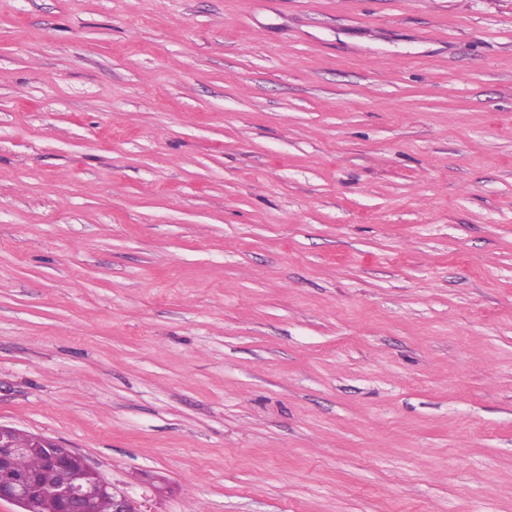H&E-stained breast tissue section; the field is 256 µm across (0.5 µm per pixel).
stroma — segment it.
Returning a JSON list of instances; mask_svg holds the SVG:
<instances>
[{
  "label": "stroma",
  "instance_id": "obj_1",
  "mask_svg": "<svg viewBox=\"0 0 512 512\" xmlns=\"http://www.w3.org/2000/svg\"><path fill=\"white\" fill-rule=\"evenodd\" d=\"M0 423L142 512H512V0H0Z\"/></svg>",
  "mask_w": 512,
  "mask_h": 512
}]
</instances>
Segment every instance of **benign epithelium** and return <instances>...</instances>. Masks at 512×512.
<instances>
[{
  "label": "benign epithelium",
  "mask_w": 512,
  "mask_h": 512,
  "mask_svg": "<svg viewBox=\"0 0 512 512\" xmlns=\"http://www.w3.org/2000/svg\"><path fill=\"white\" fill-rule=\"evenodd\" d=\"M37 456L56 478V495L45 503L39 496V475L20 465ZM112 512H141L129 493L108 482L86 459L45 436L0 423V500L13 502L20 512H96L101 499Z\"/></svg>",
  "instance_id": "1"
}]
</instances>
